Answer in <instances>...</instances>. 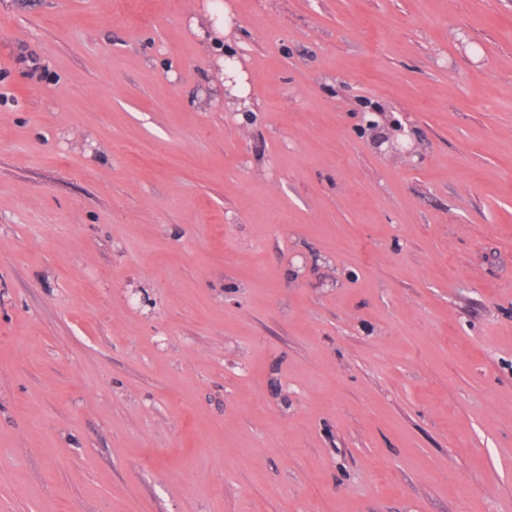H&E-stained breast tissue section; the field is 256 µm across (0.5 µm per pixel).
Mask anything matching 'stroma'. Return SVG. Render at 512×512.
Returning a JSON list of instances; mask_svg holds the SVG:
<instances>
[{"label":"stroma","mask_w":512,"mask_h":512,"mask_svg":"<svg viewBox=\"0 0 512 512\" xmlns=\"http://www.w3.org/2000/svg\"><path fill=\"white\" fill-rule=\"evenodd\" d=\"M0 512H512V0H0Z\"/></svg>","instance_id":"35a3bbf8"}]
</instances>
